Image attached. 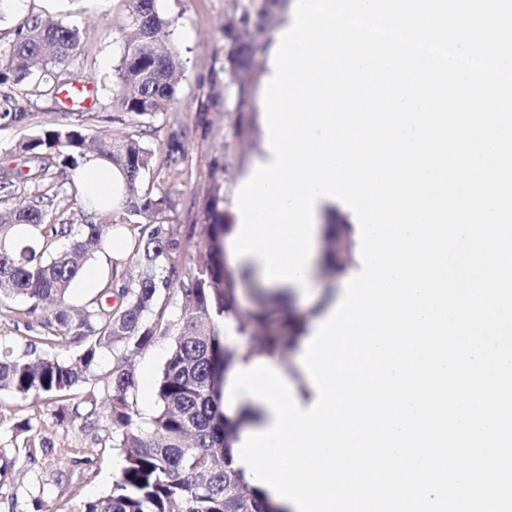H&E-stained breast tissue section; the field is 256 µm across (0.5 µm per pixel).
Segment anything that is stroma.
Wrapping results in <instances>:
<instances>
[{
  "instance_id": "obj_1",
  "label": "stroma",
  "mask_w": 512,
  "mask_h": 512,
  "mask_svg": "<svg viewBox=\"0 0 512 512\" xmlns=\"http://www.w3.org/2000/svg\"><path fill=\"white\" fill-rule=\"evenodd\" d=\"M157 6L172 20L165 41L176 48L180 65L175 71V102L153 119L149 141L160 154L171 136H178L184 145L185 166L174 174L160 172L157 178L159 191L168 194L175 206L176 227L182 230L204 222L212 166L227 167L228 180L222 188L232 189L259 149L262 127L258 110L236 111L234 91L221 69L227 0H157ZM128 9L127 0H69L62 10L50 9L45 0H25L22 13L0 17L1 52L9 51L33 15L77 27L80 41L70 71L73 79L92 83L97 94L90 111H68L57 99L39 95L34 79H26L22 88L30 117L23 127L0 126V168L34 169V161L19 153L16 145L44 128L80 124L111 135L130 132V124L112 105L123 40L120 33H105L107 24L122 23ZM27 307L22 299L0 302L1 342L21 348L41 335L44 315L27 314ZM167 349V341L162 340L134 360L139 384L135 397L145 421L156 410L150 389ZM111 373L112 360L104 358L96 379L76 387L60 403L0 393V454L13 461L11 470L0 477V512H70L85 498L111 492L123 460L107 446L106 432L88 430L83 417L72 412L88 392L105 399ZM25 425L47 440L48 452L31 458L16 455Z\"/></svg>"
}]
</instances>
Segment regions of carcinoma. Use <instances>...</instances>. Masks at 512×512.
<instances>
[{
    "label": "carcinoma",
    "instance_id": "cac0c4a2",
    "mask_svg": "<svg viewBox=\"0 0 512 512\" xmlns=\"http://www.w3.org/2000/svg\"><path fill=\"white\" fill-rule=\"evenodd\" d=\"M129 13L119 29L124 51L117 69L113 103L128 114L133 131L122 139L90 135L82 126L44 129L23 138L19 152L37 162L34 171L6 170L0 178V301L21 297L34 314L41 303L53 302L41 322L42 335L17 351L0 348V392L52 400L96 377L100 360L112 354V377L107 402L86 398V426L112 434V447L125 464L112 492L83 500L72 512H284L265 494L230 467L231 450L250 414L230 418L220 411L223 376L231 367L257 353L284 348V336L301 329L296 317L284 311L270 328L263 304L242 310L236 302V283L244 276L224 258V239L233 218L224 209V194L212 178L204 216V257L195 264L184 257L183 243L174 237V212L167 199L154 191L161 169L177 172L185 163L182 143L173 138L163 158L145 143L149 120L175 101V53L156 45L172 25L157 0H129ZM237 26L224 29L227 52L224 76L234 88L235 110L244 111L257 78L254 42L237 28L269 34L288 0H230ZM79 32L62 23L46 24L38 16L18 32L11 51L0 57V125L19 126L28 114L19 105L21 82L29 64L40 65L36 85L53 96L66 85ZM94 154L125 178V195L116 209L119 224L97 221L107 202L84 196L76 179L80 162ZM36 185L34 194L14 195L19 181ZM68 193L79 203L78 218L50 212L53 198ZM134 241L129 258H117L110 278L80 305L69 296L84 265L107 244L116 226ZM133 261L138 274L126 271ZM117 305H112V299ZM181 300L180 315L172 320L170 306ZM231 319L241 336L260 335L255 349L241 351L224 343L215 322ZM170 345L155 382L156 412L149 425L140 421L136 402L135 357L161 339ZM46 345L50 353L38 351ZM26 456L48 452L49 445L26 428Z\"/></svg>",
    "mask_w": 512,
    "mask_h": 512
}]
</instances>
